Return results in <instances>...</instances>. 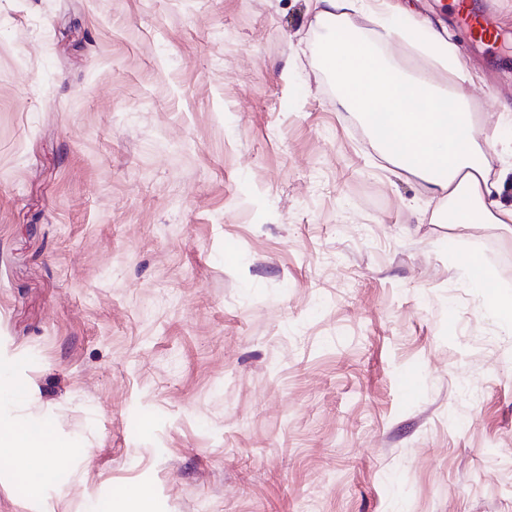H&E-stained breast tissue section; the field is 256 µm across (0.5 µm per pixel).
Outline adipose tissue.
Instances as JSON below:
<instances>
[{"label": "adipose tissue", "mask_w": 512, "mask_h": 512, "mask_svg": "<svg viewBox=\"0 0 512 512\" xmlns=\"http://www.w3.org/2000/svg\"><path fill=\"white\" fill-rule=\"evenodd\" d=\"M352 7L353 0H315V18L331 33L324 61L342 87L343 106L361 114L389 163L447 201V211L434 214L432 223L452 230L491 224L512 237V206L491 196L490 168L465 91L405 78L391 56L375 63L369 45L350 35ZM461 267L467 282L485 292L498 323L512 329V296L483 258L468 254ZM61 446L45 428L0 419V464L12 470L20 495H32L52 478L49 459Z\"/></svg>", "instance_id": "adipose-tissue-1"}]
</instances>
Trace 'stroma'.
<instances>
[{
	"label": "stroma",
	"mask_w": 512,
	"mask_h": 512,
	"mask_svg": "<svg viewBox=\"0 0 512 512\" xmlns=\"http://www.w3.org/2000/svg\"><path fill=\"white\" fill-rule=\"evenodd\" d=\"M411 3L465 75L384 49L462 86L511 207L512 0H471L493 49ZM324 42L314 0H0V419L64 443L0 512H512V331Z\"/></svg>",
	"instance_id": "stroma-1"
}]
</instances>
